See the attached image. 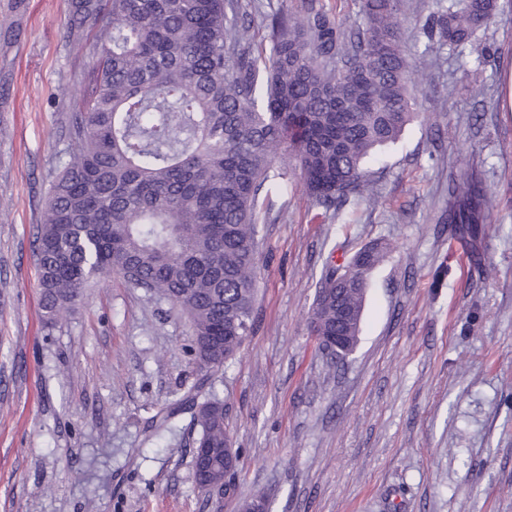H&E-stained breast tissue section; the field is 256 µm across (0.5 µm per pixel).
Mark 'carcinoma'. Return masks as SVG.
Returning a JSON list of instances; mask_svg holds the SVG:
<instances>
[{"label":"carcinoma","mask_w":512,"mask_h":512,"mask_svg":"<svg viewBox=\"0 0 512 512\" xmlns=\"http://www.w3.org/2000/svg\"><path fill=\"white\" fill-rule=\"evenodd\" d=\"M345 28L319 0H288L255 48L239 0H71L63 47L97 58L75 74L70 149L50 174L37 237L40 305L63 319L97 276L119 274L192 324L200 375L178 410L199 427L193 474L224 480V401L210 382L253 325L258 226L271 168L287 155L316 205L376 207L363 168L414 118L426 76L403 40L405 0H353ZM499 0H451L422 25L424 52L478 40ZM448 223L478 224L495 192L465 171L448 185ZM391 248L330 261L316 297L321 336L359 333L369 274Z\"/></svg>","instance_id":"carcinoma-1"}]
</instances>
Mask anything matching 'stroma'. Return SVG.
Listing matches in <instances>:
<instances>
[{
  "instance_id": "1",
  "label": "stroma",
  "mask_w": 512,
  "mask_h": 512,
  "mask_svg": "<svg viewBox=\"0 0 512 512\" xmlns=\"http://www.w3.org/2000/svg\"><path fill=\"white\" fill-rule=\"evenodd\" d=\"M419 118L367 163L382 203H313L294 160L260 227L254 325L216 375L243 463L223 512L256 491L269 512H512V0L479 44L422 55ZM0 0V512H205L189 416L156 429L196 379L192 328L120 276L91 283L67 317L39 307L36 232L68 149L71 0ZM485 86L481 100L467 77ZM476 170L497 206L474 234L439 218L448 182ZM391 260L366 291L355 350L332 364L311 334L326 264L366 243Z\"/></svg>"
}]
</instances>
